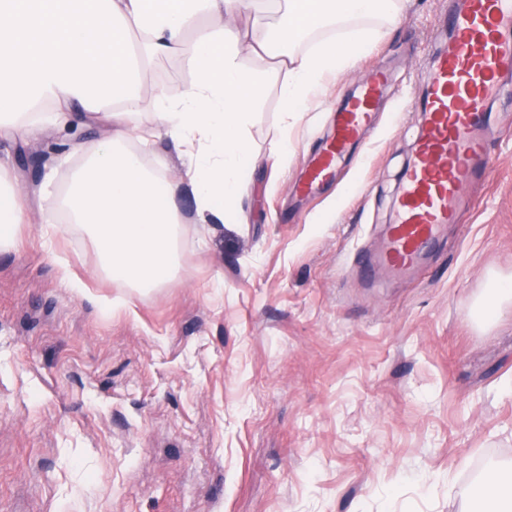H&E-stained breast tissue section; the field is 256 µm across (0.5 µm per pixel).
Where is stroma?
Masks as SVG:
<instances>
[{"label":"stroma","instance_id":"1","mask_svg":"<svg viewBox=\"0 0 512 512\" xmlns=\"http://www.w3.org/2000/svg\"><path fill=\"white\" fill-rule=\"evenodd\" d=\"M451 7L403 0L385 38L290 126L282 73L243 50L265 77L246 221L198 223L184 196L180 279L166 288L93 274L89 236L49 219L43 167L63 186L73 166L59 135L0 139L29 219L0 249V512H473L471 485L512 463V298L477 316L491 286L512 281V98L489 105L488 179L420 268L367 280L353 264L394 220ZM376 67L394 83L372 144L290 206L337 107ZM190 80L175 56L142 76L150 94ZM64 263L111 314L71 294Z\"/></svg>","mask_w":512,"mask_h":512}]
</instances>
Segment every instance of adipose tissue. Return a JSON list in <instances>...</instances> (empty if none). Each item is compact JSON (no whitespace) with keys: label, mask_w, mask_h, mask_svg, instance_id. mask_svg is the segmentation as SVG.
I'll list each match as a JSON object with an SVG mask.
<instances>
[{"label":"adipose tissue","mask_w":512,"mask_h":512,"mask_svg":"<svg viewBox=\"0 0 512 512\" xmlns=\"http://www.w3.org/2000/svg\"><path fill=\"white\" fill-rule=\"evenodd\" d=\"M244 0H0V136L28 140L45 129L72 136L97 119L113 133L79 157L65 191L57 170L43 178L41 199L64 212L93 240L96 271L148 290L179 271L181 201L191 194L200 223H237L245 174L256 158L246 129L256 117L263 78L241 58L238 31L228 29ZM398 0H275L273 25L253 32L251 49L283 71L282 112L298 119L328 73H342L356 49L385 36ZM211 24L186 32L199 16ZM326 39L300 50L318 32ZM179 55L193 73L177 95L158 92L147 121L140 56ZM167 138L184 147L186 176L147 166L138 146ZM26 218V196L0 167V248L13 245ZM468 495L512 512V466L492 469Z\"/></svg>","instance_id":"ef3b65f1"}]
</instances>
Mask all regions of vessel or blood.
<instances>
[{"label":"vessel or blood","mask_w":512,"mask_h":512,"mask_svg":"<svg viewBox=\"0 0 512 512\" xmlns=\"http://www.w3.org/2000/svg\"><path fill=\"white\" fill-rule=\"evenodd\" d=\"M448 37L433 60L422 104L417 148L402 178L395 220L383 247L370 256L376 271L410 274L456 223L468 186L484 181L492 166L486 143L492 125L487 101L497 98L512 74V0H456ZM389 84L386 72L347 96L334 130L313 156L296 191L306 196L338 176L344 160L373 128Z\"/></svg>","instance_id":"1"}]
</instances>
